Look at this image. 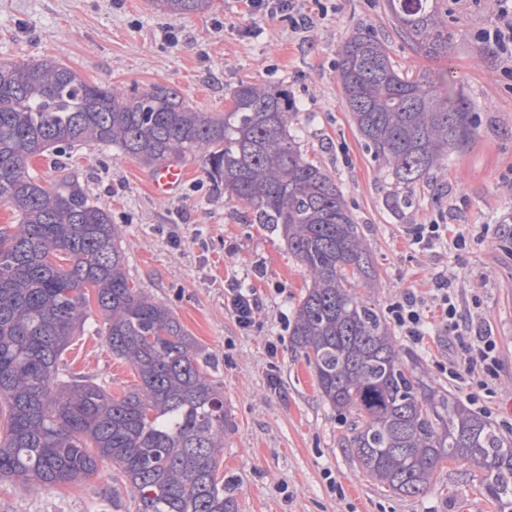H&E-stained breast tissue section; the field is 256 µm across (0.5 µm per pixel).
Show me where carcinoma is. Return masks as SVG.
Returning a JSON list of instances; mask_svg holds the SVG:
<instances>
[{
  "label": "carcinoma",
  "instance_id": "obj_1",
  "mask_svg": "<svg viewBox=\"0 0 512 512\" xmlns=\"http://www.w3.org/2000/svg\"><path fill=\"white\" fill-rule=\"evenodd\" d=\"M166 13L208 10L210 0H155ZM396 32L426 58L448 56L439 0H387ZM338 80L352 121L394 190L387 206L418 202L433 177L478 134L453 75L411 74L386 43L357 29ZM299 108L282 89L240 82L220 116L197 112L172 88L128 90L85 82L43 59L0 63V478L40 489L79 481L109 460L136 493L138 512H238L218 477L230 419L210 362L164 304L130 284L112 215L65 176L40 181L29 161L57 168L87 142L116 146L154 167L200 159L250 222L280 230L310 287L291 343L321 397L347 424L348 452L395 495L428 490L443 464L468 461L487 495L512 506V440L419 370L356 292L375 275L344 193L297 141ZM113 356L140 384L122 397L68 378L62 356L86 321L89 295Z\"/></svg>",
  "mask_w": 512,
  "mask_h": 512
}]
</instances>
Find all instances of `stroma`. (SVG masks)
I'll return each instance as SVG.
<instances>
[{"instance_id": "obj_1", "label": "stroma", "mask_w": 512, "mask_h": 512, "mask_svg": "<svg viewBox=\"0 0 512 512\" xmlns=\"http://www.w3.org/2000/svg\"><path fill=\"white\" fill-rule=\"evenodd\" d=\"M297 27L252 10L248 0H211L209 11L169 15L153 0H0V62L52 58L91 84L176 89L193 108L214 115L231 106L239 82L288 91L300 109L298 142L341 187L360 224L379 277L357 293L378 313L404 293L434 313L432 280L444 274L466 314L481 316L498 340V386L483 405L493 423H512V75L477 31L497 20L495 0H447V57L417 55L398 36L386 0H292ZM378 36L402 68L452 73L479 113V133L447 170L417 189L419 204L396 212L391 186L366 152L345 106L337 64L356 29ZM180 190L157 196L152 167L116 147L90 145L67 165L71 179L122 229L130 280L165 303L214 362L231 428L220 473L229 477L239 512H499L482 473L445 463L431 489L417 496L384 492L344 449L346 429L323 401L311 367L290 341V316L309 285L301 262L279 232L246 222L241 203L213 186L201 160L188 158ZM444 220L464 232L420 252L410 227ZM261 301L256 325L240 330L224 306L225 290L254 266ZM91 310L64 352L69 372L119 397L139 383L114 357ZM278 356L269 359L268 343ZM436 382L458 398L463 384L438 366L451 348L432 329L413 348ZM280 381L269 387L270 376ZM0 512H138L128 482L111 462L83 481L40 490L0 479Z\"/></svg>"}]
</instances>
